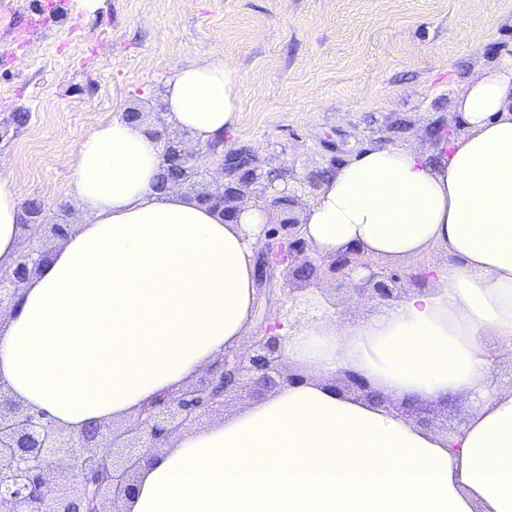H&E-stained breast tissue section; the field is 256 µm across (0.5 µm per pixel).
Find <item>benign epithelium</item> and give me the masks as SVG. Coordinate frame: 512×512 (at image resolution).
Listing matches in <instances>:
<instances>
[{"label":"benign epithelium","mask_w":512,"mask_h":512,"mask_svg":"<svg viewBox=\"0 0 512 512\" xmlns=\"http://www.w3.org/2000/svg\"><path fill=\"white\" fill-rule=\"evenodd\" d=\"M162 159L167 172L178 174L173 180L176 184L192 177L197 153L179 141L167 139L162 145ZM222 173L226 177L223 191L202 195L198 202L224 221L238 218L247 196L286 214L280 220L281 230L264 231L259 242L263 280L281 268L288 282L300 289L322 292L323 284L330 279L361 302L387 305L413 290L425 289L434 276L425 260L402 273L359 248L323 256L304 237L301 221L293 215L296 190L272 188L258 167H224ZM25 211L29 223L24 228L34 226L38 235H43L42 209L28 204ZM41 261L40 254L21 252L10 267L0 271V307L15 302L20 286L36 274ZM280 327V321L264 326L255 333L250 348L224 356L211 365L205 378L167 400L145 406L119 430L104 422L64 439L60 430L0 391V512H89L85 504L90 501L95 504L94 512H127L126 503L134 495V474L157 444L180 433L192 417L222 402L228 393L248 390L258 396L297 379L280 369L284 337L275 333ZM336 381L397 412L409 406L376 394L365 378L351 370L338 371ZM102 436L109 441L104 450L98 444ZM61 454L68 458L73 480L53 487L50 474Z\"/></svg>","instance_id":"obj_1"}]
</instances>
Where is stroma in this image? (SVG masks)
<instances>
[{
  "mask_svg": "<svg viewBox=\"0 0 512 512\" xmlns=\"http://www.w3.org/2000/svg\"><path fill=\"white\" fill-rule=\"evenodd\" d=\"M0 0V157L47 223H83L67 195L78 139L131 109L204 155L247 152L302 175L375 145L429 152L469 82L512 45V0ZM42 27L13 38L29 16ZM219 54L240 119L202 145L166 118V81Z\"/></svg>",
  "mask_w": 512,
  "mask_h": 512,
  "instance_id": "35a3bbf8",
  "label": "stroma"
}]
</instances>
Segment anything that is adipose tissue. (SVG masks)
I'll return each mask as SVG.
<instances>
[{
  "mask_svg": "<svg viewBox=\"0 0 512 512\" xmlns=\"http://www.w3.org/2000/svg\"><path fill=\"white\" fill-rule=\"evenodd\" d=\"M239 102L240 75L221 56L166 84L169 120L202 144L234 130ZM458 110L465 133L433 152L371 146L329 171L302 227L325 256L358 246L399 265L441 247L454 266L367 316L281 328L305 379L154 453L130 512H512V390L490 377L512 349V59ZM161 153L118 116L79 139L67 193L86 220L0 322V385L55 427L175 395L247 333L269 214L248 206L224 223L160 185ZM23 199L0 168V269ZM340 369L399 401L465 405L461 435L336 392L327 379Z\"/></svg>",
  "mask_w": 512,
  "mask_h": 512,
  "instance_id": "ef3b65f1",
  "label": "adipose tissue"
}]
</instances>
